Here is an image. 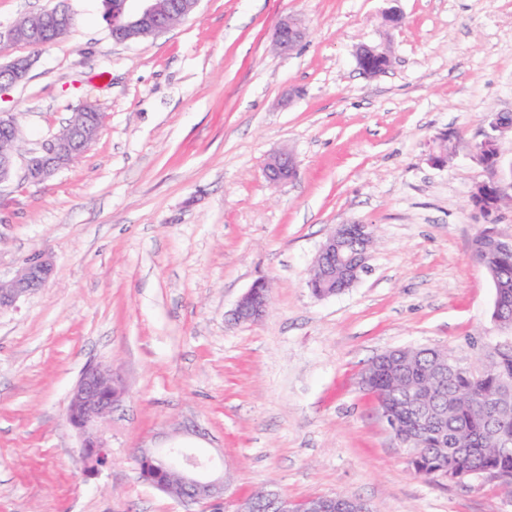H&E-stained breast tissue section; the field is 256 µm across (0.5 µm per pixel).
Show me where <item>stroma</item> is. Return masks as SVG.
I'll return each instance as SVG.
<instances>
[{
  "mask_svg": "<svg viewBox=\"0 0 512 512\" xmlns=\"http://www.w3.org/2000/svg\"><path fill=\"white\" fill-rule=\"evenodd\" d=\"M74 32L33 55L0 92L24 149L86 100L98 139L41 185L0 184V275L35 255L53 275L0 313V512H212L139 479L134 453L178 442L212 458L229 491L343 496L373 512H512L486 477L414 473L360 385L395 348L437 347L470 362L500 341L495 289L471 258L470 205L488 171L467 154L512 109V0H201L165 33L113 42L102 0H0V31L59 4ZM306 40L277 52V22ZM393 64L364 75L359 44ZM462 143L448 167L440 134ZM291 150L294 179L263 166ZM371 224L370 269L347 291L311 294L327 235ZM258 280L270 311L229 312ZM126 394L101 428L109 463L85 472L65 413L89 363Z\"/></svg>",
  "mask_w": 512,
  "mask_h": 512,
  "instance_id": "stroma-1",
  "label": "stroma"
}]
</instances>
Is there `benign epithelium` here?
I'll return each instance as SVG.
<instances>
[{
    "mask_svg": "<svg viewBox=\"0 0 512 512\" xmlns=\"http://www.w3.org/2000/svg\"><path fill=\"white\" fill-rule=\"evenodd\" d=\"M143 7L135 14L128 12L127 0H112L110 29L116 31L117 43L137 41L162 33L169 16L176 12L186 19L193 15L201 0H180L173 4L169 0H142ZM76 27L74 14L65 6L33 12L24 17V22L0 33L3 45H24L32 48L45 47L70 35ZM306 35L300 20L287 16L279 21L272 32L274 45L283 53L292 52ZM384 53L378 45L361 44L355 50V58L363 74L374 76L381 70L373 62ZM34 64L30 56L11 57L0 53V92L23 83ZM82 110L88 113L80 125H66L50 136L40 150L26 156L14 148L21 139V131L12 114L0 116V184L11 179L17 165H22L27 181L39 185L52 178L58 171L69 165L76 157L77 150L97 139L99 126L90 119L97 112V106L86 102ZM512 132V119L508 113L500 112L490 122V131L483 135V141L491 143L500 135ZM297 173L295 156L286 149L273 153L267 160L264 175L272 184L285 183ZM345 225L340 224L327 236L315 259V267L321 269V276H336V264L340 263L352 274L348 285H354L361 274L368 269L369 227L359 225L357 240L349 245L345 242ZM52 264L42 256L27 260L8 281L0 280V312L16 308L27 296L43 288L51 278ZM271 296L266 281L255 282L235 303L231 310L236 323H257L269 312ZM495 323L509 333L505 340L490 348L489 354L496 358L512 352V317L499 316ZM124 395L121 378L112 367L90 365L80 376L70 393L66 409L67 422L78 432L81 458L89 464V471L97 472L109 462V451L101 435V425L118 408ZM141 480L149 486L192 505L208 504L220 509L230 503L233 512H261L260 501L251 496L225 497L224 476L211 470L209 463L202 461L183 447H143L137 450ZM265 499L273 512H336L338 499L334 496L313 497L305 500H291L276 491L265 492Z\"/></svg>",
    "mask_w": 512,
    "mask_h": 512,
    "instance_id": "1",
    "label": "benign epithelium"
}]
</instances>
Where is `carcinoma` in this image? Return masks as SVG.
Instances as JSON below:
<instances>
[{"label":"carcinoma","instance_id":"1","mask_svg":"<svg viewBox=\"0 0 512 512\" xmlns=\"http://www.w3.org/2000/svg\"><path fill=\"white\" fill-rule=\"evenodd\" d=\"M472 258L485 268L497 294L512 306V252H499L489 229L472 242ZM403 360L389 366L372 360L364 375L367 393L387 408L382 397L395 392L402 408L393 414L398 427L415 436L406 449L416 474L439 478L456 470L480 469L512 483V354L480 377L463 364L439 376L440 350H401ZM431 411L436 424L415 429V413Z\"/></svg>","mask_w":512,"mask_h":512}]
</instances>
